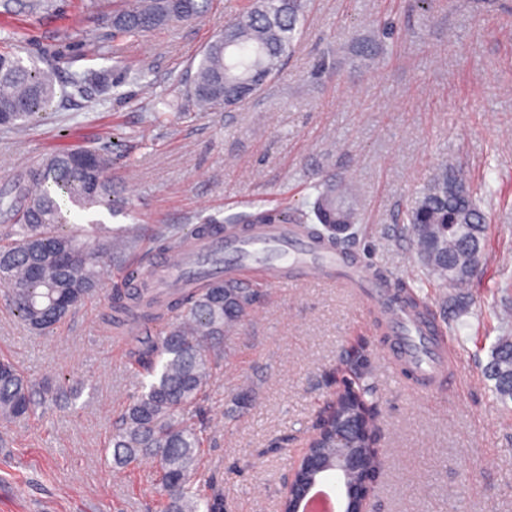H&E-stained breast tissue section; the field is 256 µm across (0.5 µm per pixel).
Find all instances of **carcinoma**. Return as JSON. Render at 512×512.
<instances>
[{"label":"carcinoma","mask_w":512,"mask_h":512,"mask_svg":"<svg viewBox=\"0 0 512 512\" xmlns=\"http://www.w3.org/2000/svg\"><path fill=\"white\" fill-rule=\"evenodd\" d=\"M212 0H127L112 11L114 31L144 36L153 30L205 17ZM304 17V0H253L235 18L220 26L214 40L200 52L187 84L184 101L200 112H218L244 102L274 80L295 52L296 26ZM58 74L51 62L14 52L0 53V127L20 131L51 109ZM91 84L105 92L109 70H90L71 81L79 92ZM111 157L86 147L55 149L29 169L18 189L21 208L0 196V215L13 222L0 238V282L9 286L8 300L27 328L46 332L94 295L101 272L112 264V229L99 219L106 212L124 214L125 200L109 177ZM318 192L309 213L293 219L278 210H256L230 223L303 224L305 231L329 239L336 247L348 236L329 234L326 225L354 223L345 207V193ZM413 245L422 263L443 286L466 275L460 254L476 252L480 272L486 222L462 177L443 169L408 210ZM192 233L164 232L157 247L174 251L189 245ZM259 290L235 280L205 279L196 288H183L167 304L172 313L148 308L147 322H162L158 336L142 338L135 362L150 376L141 393L126 406L112 435L115 465L151 459L159 468L160 485L168 496L166 512H212L211 481L200 470L204 423L201 402L223 357L222 341L246 322ZM116 309L141 305V294L117 292ZM485 378L493 382L502 401H512V336H500L492 346ZM372 393L357 384L355 396L342 406L355 411ZM51 389L33 387L14 362L0 360V420L11 422L41 408L61 406ZM325 461L336 465L333 425L313 440Z\"/></svg>","instance_id":"1"}]
</instances>
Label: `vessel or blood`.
Listing matches in <instances>:
<instances>
[{
    "instance_id": "vessel-or-blood-1",
    "label": "vessel or blood",
    "mask_w": 512,
    "mask_h": 512,
    "mask_svg": "<svg viewBox=\"0 0 512 512\" xmlns=\"http://www.w3.org/2000/svg\"><path fill=\"white\" fill-rule=\"evenodd\" d=\"M256 268L275 282L316 277L361 295L383 316L384 334L377 344L398 379L409 381L413 390L425 394L457 385L458 375L450 367L449 341L438 319L417 316L386 280L352 262L348 254L301 235L287 224L249 225L233 236L206 230L180 254H157L148 273L128 279L127 285L187 288L200 276L231 272L246 281ZM309 498L313 505L308 512L339 510L334 492L326 486L315 485Z\"/></svg>"
}]
</instances>
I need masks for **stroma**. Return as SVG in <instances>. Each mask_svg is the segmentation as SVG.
Returning a JSON list of instances; mask_svg holds the SVG:
<instances>
[{
	"label": "stroma",
	"mask_w": 512,
	"mask_h": 512,
	"mask_svg": "<svg viewBox=\"0 0 512 512\" xmlns=\"http://www.w3.org/2000/svg\"><path fill=\"white\" fill-rule=\"evenodd\" d=\"M0 6V52L39 56L60 73L56 110L18 139L0 133V193L45 153L106 145L131 223L192 230L207 219L266 208L306 210L315 185L354 181L346 250L375 273L419 291L452 327L461 382L433 397L407 392L386 369L374 318L353 293L307 282L264 290L212 380L202 467L223 512H279L289 470L343 380L362 376L379 414L381 473L373 512H512V404L498 403L482 369L512 310V0H307L298 47L258 95L220 112L157 113L218 27L246 0H213L209 17L142 37L114 33L113 0L86 11L56 0ZM98 41L107 59L84 44ZM146 66V80L78 95L74 75ZM454 166L488 217L481 279L449 307L451 289L427 275L402 230L433 176ZM112 256L101 290L42 335L6 303L0 357L36 385L73 393L65 406L0 422V512H163L156 466L112 464L113 427L144 379L136 334L110 320L121 271Z\"/></svg>",
	"instance_id": "obj_1"
}]
</instances>
